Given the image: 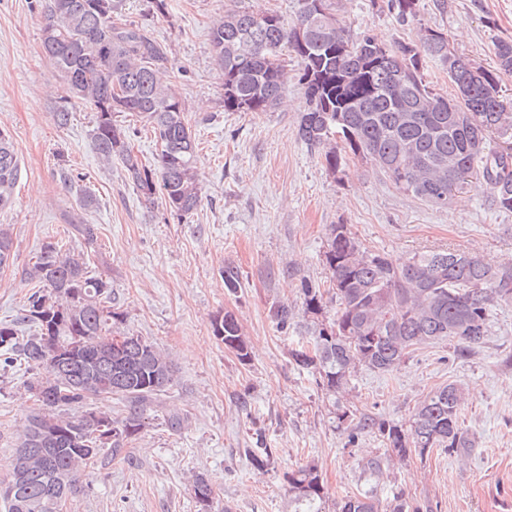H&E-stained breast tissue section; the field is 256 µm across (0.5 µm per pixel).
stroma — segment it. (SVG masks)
Wrapping results in <instances>:
<instances>
[{"instance_id": "stroma-1", "label": "stroma", "mask_w": 512, "mask_h": 512, "mask_svg": "<svg viewBox=\"0 0 512 512\" xmlns=\"http://www.w3.org/2000/svg\"><path fill=\"white\" fill-rule=\"evenodd\" d=\"M291 20L301 0H166L147 13V0H116L119 18L143 25L166 49L174 90L187 109L199 147L203 199L180 218L146 205L120 164L101 163L91 141L93 114L71 105L66 127L54 122L64 83L41 45L38 0H0V128L19 160L11 202L0 228L13 240L14 262L0 269V322L20 321L34 284L26 276L49 243L84 252L92 271L108 274L121 313L120 332L144 337L174 364L173 383L146 412V426L128 457L87 469L84 489L63 512H196L192 475L216 488L215 512H294L288 474L317 466L325 510L347 497L373 496L379 512L404 497L415 512H512V302L496 306L486 342L456 358L448 340L417 347L393 373L356 368L345 390L326 394L317 375L289 355L305 321L288 329L270 317L272 305L295 304L300 283L324 286L331 225H348L370 250L398 262L448 247L478 253L492 266L512 262V215L495 213L489 188L436 208L398 191L378 168L347 158L330 172L297 137L306 107L296 60L288 62L281 102L266 112L224 109V80L210 47V28L228 3ZM387 0H341L340 15L355 37L392 44L414 40L419 25L447 32L458 51L494 64L493 42L512 40V0H419L420 24H403ZM97 196L80 210L84 188ZM95 228L86 243L72 224ZM238 267L241 292L230 293L221 272ZM238 320L251 359L240 362L212 333L217 314ZM22 362L0 363V482L26 415L35 405ZM459 384L463 426L475 439L468 458L433 448L371 472L382 454L378 433L352 434L340 408L408 423L415 406L437 388ZM181 416L184 428L168 419ZM269 449L263 467L249 456Z\"/></svg>"}]
</instances>
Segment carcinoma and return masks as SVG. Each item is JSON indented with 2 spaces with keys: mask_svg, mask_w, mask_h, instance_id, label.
I'll use <instances>...</instances> for the list:
<instances>
[{
  "mask_svg": "<svg viewBox=\"0 0 512 512\" xmlns=\"http://www.w3.org/2000/svg\"><path fill=\"white\" fill-rule=\"evenodd\" d=\"M402 22L419 20V0H389ZM336 0L319 9L301 0L290 22L280 16L227 8L211 28L213 59L224 77V111L267 112L288 82L286 57L300 67L307 109L297 136L318 151L336 172L351 154L384 171L396 189L432 206L479 189H493L498 211L512 213V98L501 75L512 73V40L494 44L496 67L477 65L460 54L448 60V35L420 25L418 38L390 46L364 35L353 38L337 13ZM114 0H47L43 51L60 74L67 100L93 112L91 138L100 160L121 163L125 177L149 204L164 203L179 217L202 200L197 144L184 104L164 79V49L142 26L117 23ZM429 61L439 62L456 87L441 95L425 82ZM416 107V119L400 120ZM131 112L150 127L159 154L148 166L133 151L119 114ZM484 151L472 150L473 140ZM19 173L11 136L0 129V208ZM323 262L327 291L301 282V308L276 304L270 316L286 329L301 316L308 335L291 350L295 363L319 376L331 394L348 383L356 367L392 372L415 348L448 339L463 358L484 343L494 307L512 302V264L486 265L476 254L445 249L415 253L396 264L361 244L345 224L330 226ZM224 285L242 288L240 271L224 266ZM37 284L20 318L38 332L20 336L14 323H0V357L22 360L35 371L26 391L38 410L26 417L10 477L0 483L6 512H57L55 498L82 491L83 467L103 450L119 457L145 426L147 406L174 379L172 362L150 341L129 335L121 350L112 347V280L89 270L84 255L53 244L44 247L28 270ZM213 335L245 362L246 338L236 317L212 320ZM71 350L69 361L56 353ZM124 402L122 418L87 409L94 399ZM464 392L450 383L416 407L409 427L371 417L358 419L350 437L377 430L385 457L367 466L381 471L384 460L416 450L442 448L464 456L474 440L461 426ZM198 512H211L215 488L204 474L192 481ZM288 493L296 512H323L324 486L317 469L288 473ZM336 512H377L370 496L347 497Z\"/></svg>",
  "mask_w": 512,
  "mask_h": 512,
  "instance_id": "obj_1",
  "label": "carcinoma"
}]
</instances>
